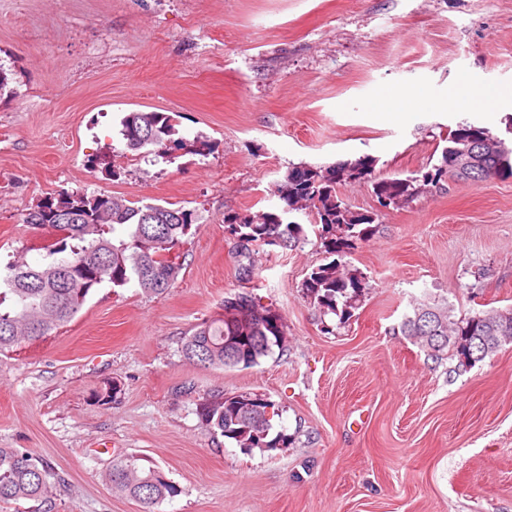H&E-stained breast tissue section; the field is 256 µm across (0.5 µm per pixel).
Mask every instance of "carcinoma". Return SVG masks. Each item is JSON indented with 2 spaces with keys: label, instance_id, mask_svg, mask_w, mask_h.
<instances>
[{
  "label": "carcinoma",
  "instance_id": "obj_1",
  "mask_svg": "<svg viewBox=\"0 0 512 512\" xmlns=\"http://www.w3.org/2000/svg\"><path fill=\"white\" fill-rule=\"evenodd\" d=\"M124 143L138 136L135 150L154 147L155 162L168 163L177 151L206 156L210 142L180 135L173 118L162 112H130L120 122ZM490 131L463 120L444 139L437 162L405 178L374 177L376 159L365 155L331 166L299 165L275 184L272 195L282 206L224 218L231 233L247 243L238 245L236 278L253 283L258 278L253 251L279 241L278 247H294L305 238L297 215L313 217L310 225L329 254H345L373 234L378 214L357 212L338 196L337 188L351 182L371 180L378 202L398 206L418 195L428 185L448 174H457L453 157L457 149L476 143ZM512 177V147L502 148L484 160L474 182ZM105 200L100 194L61 191L40 200L22 215V223L47 229L53 242L45 247L46 262L31 265L24 254L6 265L0 277V355L13 353L26 344L50 336L67 325L80 311L91 292L107 282L114 288L130 284L160 296L173 287L183 269L184 247L196 234L193 212L160 204L112 199V212L101 215ZM367 287L364 274L335 260L317 266L301 284L303 293L320 313L346 322L357 308ZM238 305L233 320L219 316L191 329L181 352L189 362L216 368H251L286 343V324L276 325L265 317L272 311L251 291L224 297L223 307ZM409 337L436 362L448 361V375L457 374L512 343V307L480 311L455 319L448 304H419L400 325ZM236 362H224L226 337ZM265 396L254 392L212 393L196 403L202 425L239 448L272 450L288 448L294 438L273 432ZM49 463L27 448H0V503L26 502L28 512H53ZM112 489L142 504L143 512L178 495L153 463L138 456L112 460L108 473Z\"/></svg>",
  "mask_w": 512,
  "mask_h": 512
}]
</instances>
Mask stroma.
<instances>
[{
	"label": "stroma",
	"instance_id": "obj_1",
	"mask_svg": "<svg viewBox=\"0 0 512 512\" xmlns=\"http://www.w3.org/2000/svg\"><path fill=\"white\" fill-rule=\"evenodd\" d=\"M0 267L49 233L22 215L60 190L193 211L176 283L155 297L105 283L45 341L0 357V448L56 473L53 512H141L103 475L153 461L180 490L160 512H512V344L457 376L400 331L421 302L454 317L512 307V178L446 177L379 211L372 185L340 186L379 212L345 260L368 286L324 331L301 283L330 257L315 235L256 257L284 349L248 369L190 364L185 334L237 292L228 214L278 206L292 166L363 155L380 177L429 165L461 120L503 134L512 112L428 107L453 84L512 86V0H0ZM400 110H379L382 90ZM172 115L207 156L153 163L126 149L130 112ZM116 176L98 168L109 149ZM120 383L117 402L96 395ZM257 392L292 447L244 452L213 435L194 397Z\"/></svg>",
	"mask_w": 512,
	"mask_h": 512
}]
</instances>
